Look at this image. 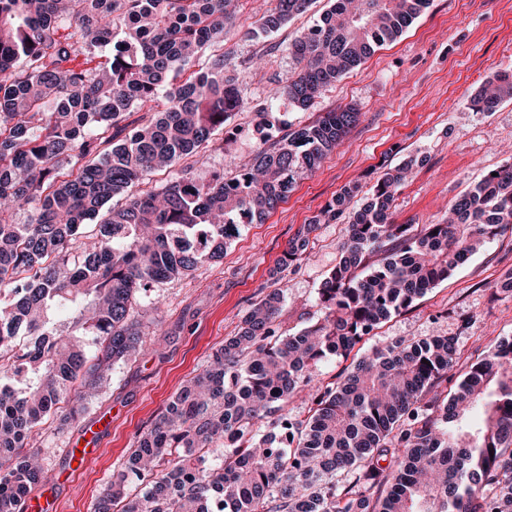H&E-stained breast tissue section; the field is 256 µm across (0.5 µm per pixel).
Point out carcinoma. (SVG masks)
Here are the masks:
<instances>
[{"label":"carcinoma","instance_id":"cac0c4a2","mask_svg":"<svg viewBox=\"0 0 512 512\" xmlns=\"http://www.w3.org/2000/svg\"><path fill=\"white\" fill-rule=\"evenodd\" d=\"M311 0H278L260 33ZM430 0H330L289 48L296 70L260 100L224 76V28L238 0H0V512H24L47 480L23 451L66 402L87 409L112 365L144 343L137 296L178 279L247 224H262L355 125L354 108L281 133L283 102L305 110L337 79L395 40ZM215 48L202 58L205 47ZM512 99V75L470 99L487 112ZM251 108L263 137L231 174L191 166L160 189L110 203L154 172L194 157ZM133 112L143 116L128 128ZM411 158L378 178L351 212L348 238L323 278L317 319L280 331L283 292L255 303L215 359L187 380L112 474L95 512H512V339L470 366L443 397L456 341L433 335L373 346L338 384H314L392 315L447 280L512 228V162L487 173L450 217L395 224ZM356 188L321 211L335 220ZM319 220L288 243L303 258ZM381 258L367 263V256ZM70 312L65 323L55 317ZM28 343L17 347L15 337ZM304 420L288 417L296 396ZM288 425V447L257 424ZM224 451V464L207 454ZM403 457L392 478L381 462ZM361 470L346 497L330 477ZM144 490L131 494L134 478ZM390 483L386 495L377 485Z\"/></svg>","mask_w":512,"mask_h":512}]
</instances>
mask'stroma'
Segmentation results:
<instances>
[{
	"label": "stroma",
	"instance_id": "stroma-1",
	"mask_svg": "<svg viewBox=\"0 0 512 512\" xmlns=\"http://www.w3.org/2000/svg\"><path fill=\"white\" fill-rule=\"evenodd\" d=\"M277 0H239L224 30V73L253 97L265 96L295 63L289 45L319 21L329 0H312L269 39L250 33ZM512 70V0H431L396 41L339 78L305 111H286L292 123L313 120L332 108L357 107L358 124L301 180L286 202L261 224L243 227L222 259L161 285L152 296L164 310L162 325L141 316V330L154 341L128 362L113 366L106 391L85 413L59 410L32 436L41 450L60 512H94L102 488L183 383L211 361L234 335L252 303L273 289L284 292L285 328L301 329L316 318L318 289L346 239V220L320 224L297 265L280 268L288 242L348 186L360 206L385 171L417 158L399 189L392 219L397 224L441 222L454 199L489 170L512 160V101L475 112L469 100L482 83ZM257 118L243 110L231 120L237 137L225 147L209 145L197 156L199 170L233 172L259 140ZM512 270V234L491 243L412 306L379 324L350 358L331 357L316 370L325 384L340 383L354 359L379 342L425 336L455 337L460 365L481 360L496 343L512 338V292L496 282ZM112 415L98 456L79 473L69 470L65 450L98 414Z\"/></svg>",
	"mask_w": 512,
	"mask_h": 512
}]
</instances>
